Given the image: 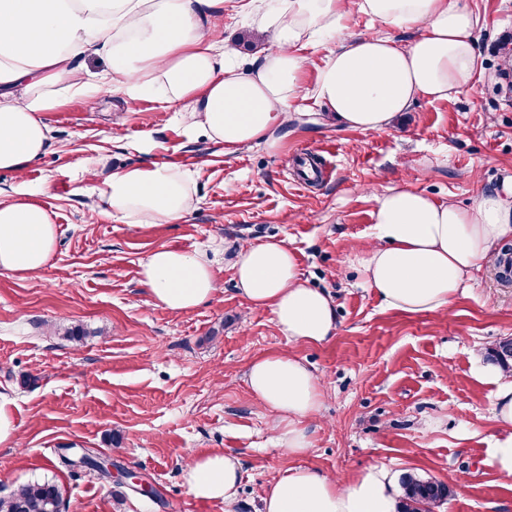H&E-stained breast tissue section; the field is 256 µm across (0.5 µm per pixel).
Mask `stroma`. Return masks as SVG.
Segmentation results:
<instances>
[{
    "label": "stroma",
    "mask_w": 512,
    "mask_h": 512,
    "mask_svg": "<svg viewBox=\"0 0 512 512\" xmlns=\"http://www.w3.org/2000/svg\"><path fill=\"white\" fill-rule=\"evenodd\" d=\"M465 2L486 25L484 77L418 101L379 133L336 125L306 101L292 105L278 151L254 145L228 155L153 93L105 87L95 111L70 94L45 113L46 153L23 178L0 172V188L21 180L39 192L57 228L42 273H0V392L12 397L21 431L18 443L0 445V498L49 479L62 489L63 512H224L192 497L182 475L189 459L224 451L241 461L237 512H260L269 481L288 470L352 477L372 466L447 484L433 512H512V481L487 463L493 395L512 371L481 374L488 349L512 339V280L501 276L500 253L438 315L388 307L359 272L388 189L405 184L468 206L512 175V90L499 78L512 49V0ZM259 5L224 0V38L247 56L267 48L248 21ZM145 162L190 177L195 204L185 219L130 224L94 208L86 169ZM271 237L333 299L337 328L327 341L282 336L221 266L215 296L182 315L156 305L140 282L141 261L159 247L233 251ZM76 325L85 331L78 343L66 334ZM278 352L325 384L300 455L279 440L245 381L256 358ZM67 448L110 456L155 496L63 465Z\"/></svg>",
    "instance_id": "obj_1"
}]
</instances>
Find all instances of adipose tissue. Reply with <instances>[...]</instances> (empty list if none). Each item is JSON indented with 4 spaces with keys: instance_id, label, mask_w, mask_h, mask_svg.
<instances>
[{
    "instance_id": "adipose-tissue-1",
    "label": "adipose tissue",
    "mask_w": 512,
    "mask_h": 512,
    "mask_svg": "<svg viewBox=\"0 0 512 512\" xmlns=\"http://www.w3.org/2000/svg\"><path fill=\"white\" fill-rule=\"evenodd\" d=\"M269 48L241 74L237 51L213 23L224 0H0V171L22 175L46 151L47 112L61 105L56 86L95 105L75 59L102 56L110 86L136 95L158 88L166 105L189 114L194 129L225 152L265 144L290 107L313 98L337 123L366 132L386 129L418 99H445L469 88L480 70L476 34L482 21L461 0H262ZM359 10L372 21L416 28L402 45L387 36L350 40L345 20ZM330 44L313 87L301 82V47ZM98 207L131 224L183 220L193 205L191 181L166 165L88 169ZM375 244L362 263L365 281L391 308L437 313L466 289L469 272L512 239V180L481 193L469 208L434 201L410 186L390 189L374 213ZM56 246L51 212L35 193L0 194V273L42 271ZM239 295L267 309L288 339L320 343L336 330L332 300L309 287L281 239L239 247L224 261ZM154 302L183 314L218 290L207 252L162 247L140 265ZM248 384L273 411L279 438L296 454L310 446L305 420L324 400L317 376L298 358L254 360ZM496 427L489 465L512 478V383L494 394ZM195 498L231 512L241 481L238 458L222 451L193 458L183 471ZM403 489L374 466L347 480L299 467L272 480L261 512H398Z\"/></svg>"
}]
</instances>
